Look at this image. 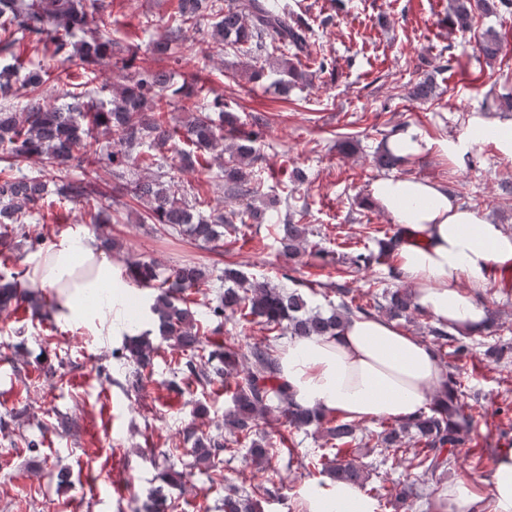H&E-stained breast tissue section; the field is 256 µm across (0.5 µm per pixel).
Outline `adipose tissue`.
Returning a JSON list of instances; mask_svg holds the SVG:
<instances>
[{
    "instance_id": "adipose-tissue-1",
    "label": "adipose tissue",
    "mask_w": 512,
    "mask_h": 512,
    "mask_svg": "<svg viewBox=\"0 0 512 512\" xmlns=\"http://www.w3.org/2000/svg\"><path fill=\"white\" fill-rule=\"evenodd\" d=\"M472 132L439 143L407 126L391 136L386 149L414 159L439 148L460 162L473 145V133L492 132L501 153L512 158V121L488 124L470 119ZM369 204L416 234L417 243L399 249L398 270L412 285L417 307L437 322L480 334L486 316L473 294L492 264L512 261V233L477 211L455 202L441 183L414 177L374 181ZM125 265L104 251L85 225L54 235L29 263L23 285L49 292L54 316L96 336L131 330L129 318L112 313L126 300ZM280 376L301 406L349 420L380 417L403 420L427 410L445 380L432 346L384 317L356 316L333 337L289 340L280 355ZM487 489L458 480L438 492L435 512H512V449L491 462ZM306 512H376L365 490L325 479L299 486Z\"/></svg>"
}]
</instances>
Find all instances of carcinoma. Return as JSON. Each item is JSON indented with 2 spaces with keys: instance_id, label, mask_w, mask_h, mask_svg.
I'll return each instance as SVG.
<instances>
[{
  "instance_id": "1",
  "label": "carcinoma",
  "mask_w": 512,
  "mask_h": 512,
  "mask_svg": "<svg viewBox=\"0 0 512 512\" xmlns=\"http://www.w3.org/2000/svg\"><path fill=\"white\" fill-rule=\"evenodd\" d=\"M97 0H0V99L18 95L22 89L30 95L20 111L0 107V311L31 309L34 317L45 318L44 297L18 288L22 272L8 269L17 239L29 241L30 249L41 245L29 236L27 224L53 206L48 182H53L57 200H67L86 208L88 224L102 246L121 251L122 244L105 229L112 224L123 199L147 204L140 224H155L166 235L176 231L197 245L218 249L224 246V227L242 220L247 213L255 221L262 211L251 206L243 210H215L205 216L189 203L175 178L162 171L165 152L176 147L180 169L212 173L214 152H229L212 181L224 185L230 197L248 200L259 194L247 169L257 159L258 133L242 129L239 117L224 110V99L215 98L206 111L198 106L205 85L182 84L172 87L171 74L165 70H137L125 83L109 89V99L94 101L86 93L67 90L64 104L43 97L50 73L79 62L83 74L92 75L97 67L116 60L122 68L131 67L136 52L112 40L111 14ZM174 7L167 14L164 35L152 42L155 54L179 60L193 53L195 43L187 33L201 21L209 20L210 36L219 51L228 46L249 58L244 72L250 82L265 78L262 58L269 50L280 52L272 63L279 73L274 87L286 94L288 88L304 85L311 73L301 68V59H313L311 27L291 19L277 0H170ZM497 16L512 14V0H449L448 23L465 32L472 30L475 14ZM44 43L43 61L35 68H24L15 45ZM476 49L486 62L499 57L503 46L496 34L487 31L476 41ZM180 106L188 120L177 123L169 117L171 108ZM230 144H224V141ZM405 159L383 150L376 157L379 168L396 169ZM112 175V185L101 172ZM309 228L285 213L279 225L281 255L292 263L307 251ZM403 244L396 231L379 241V252L358 251L350 257V266L369 267L396 259ZM130 279L156 288L152 311L157 316L160 335L187 352L177 363L180 383L176 389L196 386L207 390L222 386L231 392V408L224 415V429L235 443L249 442L246 455L259 469L272 468L277 448L270 423L282 421L301 430L313 427L324 433V447L309 455L307 466L320 475L361 487L364 470L350 457L360 444L358 425L337 416H326L298 405L280 377L275 341L284 335L301 339L334 336L346 320L360 314L371 315L377 309L390 320L416 322L427 320L425 328L437 351L445 347L456 355L469 351V344L448 332L447 327L428 323L430 316L415 305L413 293L406 288H386L382 301L361 303L352 298L325 313L309 307L295 289L252 282L244 273L224 269V291L205 303L210 320L223 323L235 318L243 325L258 324L270 332L262 341L247 348L226 341L217 349L202 347V334L188 303L190 291L205 284L211 272L194 261L168 272L153 263L127 260ZM156 347L146 335L133 336L125 343L119 358L133 364L127 390L143 387L145 371L151 367ZM210 364L201 368L197 360ZM446 392H437L432 406L406 421L382 424L376 446L396 459L406 454L404 439L416 440L418 448L409 457V466L429 480L442 482L448 469L457 463L452 451L466 445L475 423L478 401H470L468 387L456 366L448 367ZM193 440L194 466L211 469L221 462V452L234 454L221 435L200 433L193 426L185 429ZM189 473L176 465L167 466L158 476L156 487L144 512H168L171 503L163 495V486H181ZM271 493L265 485L255 495L236 491L224 493V512H261L259 498Z\"/></svg>"
}]
</instances>
